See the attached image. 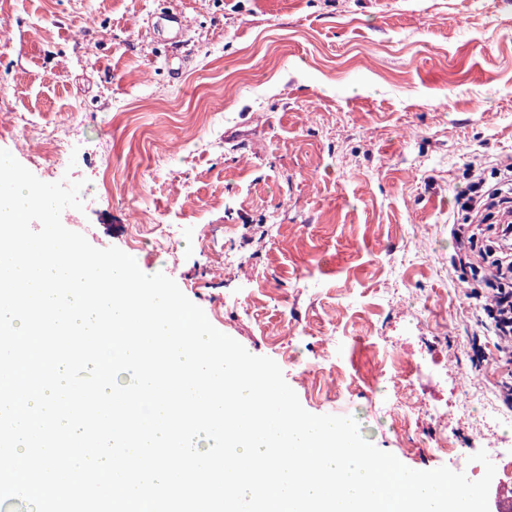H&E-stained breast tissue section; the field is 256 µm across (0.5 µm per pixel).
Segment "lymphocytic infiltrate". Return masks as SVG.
I'll return each mask as SVG.
<instances>
[{"label": "lymphocytic infiltrate", "mask_w": 512, "mask_h": 512, "mask_svg": "<svg viewBox=\"0 0 512 512\" xmlns=\"http://www.w3.org/2000/svg\"><path fill=\"white\" fill-rule=\"evenodd\" d=\"M456 202L466 223L454 225L460 263L473 278L472 297L484 309L504 366L512 365V158L495 166L470 165Z\"/></svg>", "instance_id": "obj_1"}]
</instances>
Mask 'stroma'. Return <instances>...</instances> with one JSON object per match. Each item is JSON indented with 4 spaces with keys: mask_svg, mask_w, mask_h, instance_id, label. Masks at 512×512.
<instances>
[{
    "mask_svg": "<svg viewBox=\"0 0 512 512\" xmlns=\"http://www.w3.org/2000/svg\"><path fill=\"white\" fill-rule=\"evenodd\" d=\"M172 11L189 20L175 49ZM1 26L0 102L69 130L77 154L31 160L23 127L0 149L42 181H83L63 225L172 278L308 412L355 418L414 470L476 480L484 450L504 474L512 424L483 415L507 410L504 370L449 229L467 164L512 156V0H0ZM106 165L142 194L105 195ZM134 208L179 240L130 247ZM228 251L248 271L213 274ZM330 364L340 393L304 383ZM390 376L447 412L453 454L386 397Z\"/></svg>",
    "mask_w": 512,
    "mask_h": 512,
    "instance_id": "35a3bbf8",
    "label": "stroma"
}]
</instances>
